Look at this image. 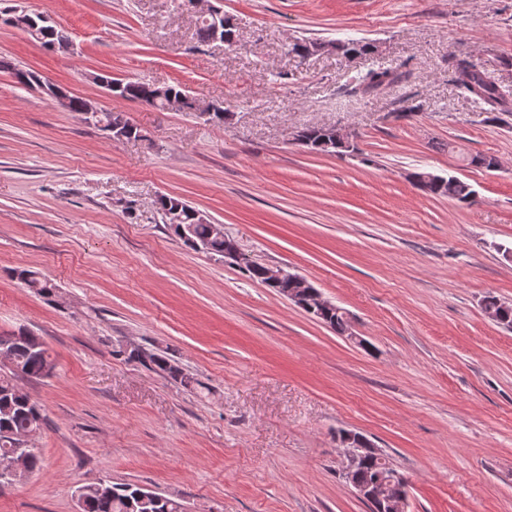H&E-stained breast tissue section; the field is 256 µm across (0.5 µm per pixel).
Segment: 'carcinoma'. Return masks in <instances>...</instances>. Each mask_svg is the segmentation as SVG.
Instances as JSON below:
<instances>
[{
    "mask_svg": "<svg viewBox=\"0 0 512 512\" xmlns=\"http://www.w3.org/2000/svg\"><path fill=\"white\" fill-rule=\"evenodd\" d=\"M27 32L30 37L41 42L48 48L57 47L66 49L71 43L69 32L52 23L43 13H29ZM13 69V75L17 83L34 88L43 84L40 76L30 70L12 68L6 61L0 62V68ZM468 69L471 72L470 84H461L459 89L479 100L484 105V110L489 113H511L512 103L509 102L487 79L478 68L465 60L456 65V71ZM402 73L395 68H372L368 70L355 85V89L366 94L383 85L398 82ZM158 88L146 80H120L114 94L122 99L137 101L155 108L162 109L165 100L157 97ZM166 97L175 98L182 103V111H193L192 100L187 90L179 85H169L165 89ZM305 144L301 145L309 152L342 153V150L324 146L326 133L322 128L309 126L299 130ZM424 191L440 197H448L459 202H469L474 196L471 185L455 176L437 177L436 180L420 185ZM159 209L168 207H182L184 222L176 226H169L173 235L184 245L205 253L224 257V244L231 243L232 239L222 240L211 236L210 225L197 224L192 216L193 207L183 199L171 195L159 198ZM17 277L28 287L38 293L50 294L53 285L38 276L29 269L16 271ZM487 308H493L498 313L497 324L512 329V304L501 301L495 296H487L483 300ZM322 322L329 325L337 334H344L349 320L344 318V313L334 310H325L315 313ZM11 351L14 367L10 372H0V455L7 449L14 447L16 437L39 432L45 424V416L40 407L30 397L19 391L16 378L20 375L30 378L45 377L44 369L48 365H54L44 343L36 336L29 333L3 337ZM144 365H153L166 373L171 379L188 386L191 378L183 373L182 369L163 355L149 353L138 359ZM384 473L378 460L370 456L366 458L356 475L358 481L369 483L377 480ZM81 498L83 501L82 512H183L182 503L163 494H150L149 491L135 484H109L105 488L95 483L81 486Z\"/></svg>",
    "mask_w": 512,
    "mask_h": 512,
    "instance_id": "carcinoma-1",
    "label": "carcinoma"
}]
</instances>
